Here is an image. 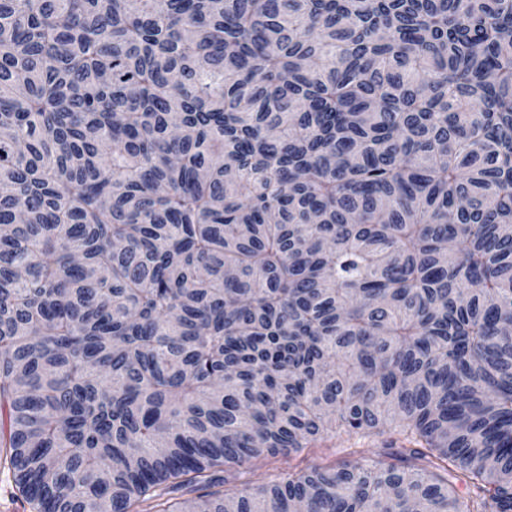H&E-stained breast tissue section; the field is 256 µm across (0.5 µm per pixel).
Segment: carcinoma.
Masks as SVG:
<instances>
[{"label":"carcinoma","instance_id":"obj_1","mask_svg":"<svg viewBox=\"0 0 512 512\" xmlns=\"http://www.w3.org/2000/svg\"><path fill=\"white\" fill-rule=\"evenodd\" d=\"M511 326L512 0H0L34 512H512ZM391 439L390 435L386 434L382 437L367 440V445L360 447L359 445L363 442H360L357 436L352 435L348 437L342 435L332 441H328L326 443L329 446L328 448H305L302 452L292 453L289 457L282 455L262 457L255 461L257 476H254L253 481L246 486L247 490L253 495H260L263 481H261V478L256 480L257 477H265V481H267L288 472L289 467L305 468L324 462H336L338 464L344 461H351L355 463L359 456L350 455V450L354 448H372L374 451L381 450L383 448L382 441Z\"/></svg>","mask_w":512,"mask_h":512}]
</instances>
